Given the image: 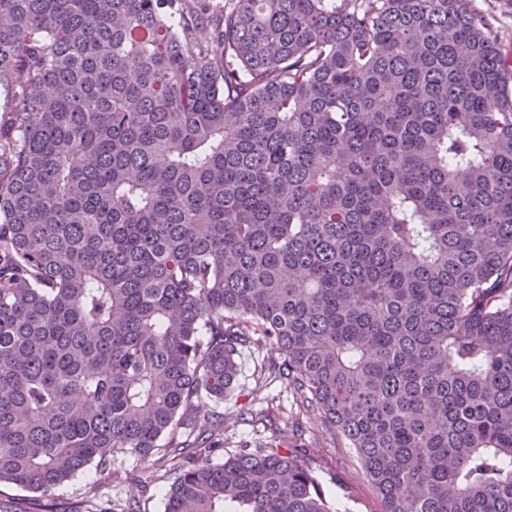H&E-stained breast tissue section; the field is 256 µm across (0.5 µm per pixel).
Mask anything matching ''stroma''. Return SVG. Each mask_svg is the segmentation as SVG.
Listing matches in <instances>:
<instances>
[{"label": "stroma", "mask_w": 512, "mask_h": 512, "mask_svg": "<svg viewBox=\"0 0 512 512\" xmlns=\"http://www.w3.org/2000/svg\"><path fill=\"white\" fill-rule=\"evenodd\" d=\"M268 358L266 349L246 347L239 358L234 393L216 409L223 413L227 429L212 458L219 461L242 448H285L294 444L308 448L317 464V475L334 512H380V502L366 479L361 464L347 441L322 433L319 422L307 420L302 432L291 429L287 416L294 399L287 380L273 379L263 397H256L258 370ZM112 474L88 468L56 488L52 497L58 504L89 500L100 512H110L114 500L130 495L140 498L142 512H163L168 482L154 479L152 458L117 454Z\"/></svg>", "instance_id": "stroma-1"}]
</instances>
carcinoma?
Instances as JSON below:
<instances>
[{
  "instance_id": "obj_1",
  "label": "carcinoma",
  "mask_w": 512,
  "mask_h": 512,
  "mask_svg": "<svg viewBox=\"0 0 512 512\" xmlns=\"http://www.w3.org/2000/svg\"><path fill=\"white\" fill-rule=\"evenodd\" d=\"M0 483L158 456L164 512H332L219 462L242 348L382 512H512V52L472 0H0Z\"/></svg>"
}]
</instances>
